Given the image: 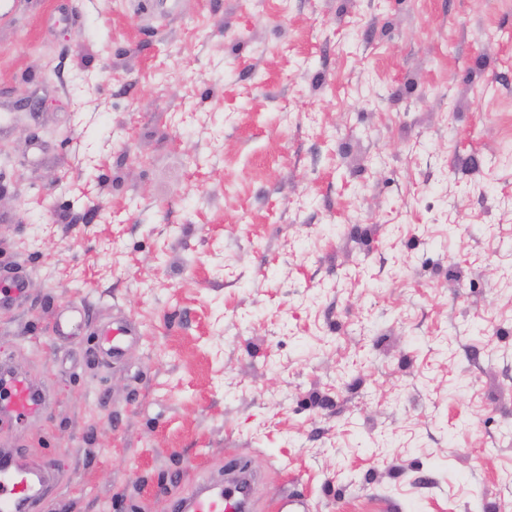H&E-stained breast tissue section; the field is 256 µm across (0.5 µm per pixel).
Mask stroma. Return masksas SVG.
Returning <instances> with one entry per match:
<instances>
[{
  "instance_id": "obj_1",
  "label": "stroma",
  "mask_w": 512,
  "mask_h": 512,
  "mask_svg": "<svg viewBox=\"0 0 512 512\" xmlns=\"http://www.w3.org/2000/svg\"><path fill=\"white\" fill-rule=\"evenodd\" d=\"M0 274L42 512H512V0H0ZM0 290V315L11 312L14 305L22 298L25 288L24 282L20 279L13 280L9 285L3 283L1 279ZM86 313L77 305H68L60 308L50 325L49 333L57 338L78 336L84 324ZM137 331L127 325L119 324L100 330L98 335V354L110 361H120L127 345L137 336ZM229 470L238 477L223 486H200L189 497L175 505V512H249L253 474L240 462Z\"/></svg>"
}]
</instances>
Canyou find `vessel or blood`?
Segmentation results:
<instances>
[{
  "instance_id": "obj_1",
  "label": "vessel or blood",
  "mask_w": 512,
  "mask_h": 512,
  "mask_svg": "<svg viewBox=\"0 0 512 512\" xmlns=\"http://www.w3.org/2000/svg\"><path fill=\"white\" fill-rule=\"evenodd\" d=\"M25 292L23 280L0 286V314L10 312ZM86 313L77 305L60 308L49 333L58 338L79 335ZM134 328L119 324L100 330L98 353L110 361H120L134 340ZM52 396L41 384L0 370V431L30 418L47 417ZM236 479L222 486L198 487L176 504L174 512H250L253 475L242 463L230 466ZM55 483L53 473L26 466L23 454L0 450V512H40L43 497Z\"/></svg>"
}]
</instances>
